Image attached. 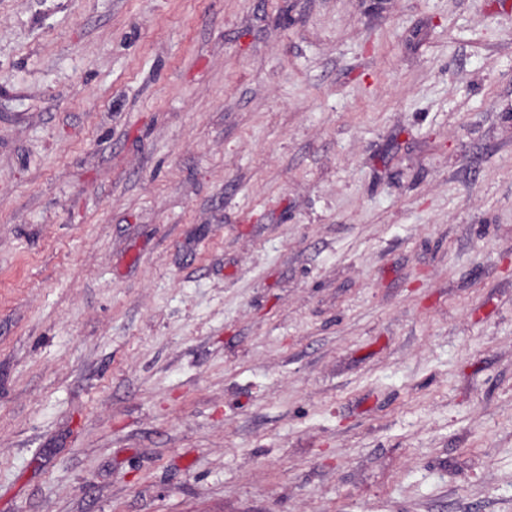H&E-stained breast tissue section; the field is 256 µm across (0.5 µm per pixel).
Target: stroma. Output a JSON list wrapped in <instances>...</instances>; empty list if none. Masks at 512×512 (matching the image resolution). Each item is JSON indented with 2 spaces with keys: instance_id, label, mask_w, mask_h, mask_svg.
Here are the masks:
<instances>
[{
  "instance_id": "35a3bbf8",
  "label": "stroma",
  "mask_w": 512,
  "mask_h": 512,
  "mask_svg": "<svg viewBox=\"0 0 512 512\" xmlns=\"http://www.w3.org/2000/svg\"><path fill=\"white\" fill-rule=\"evenodd\" d=\"M0 512H512V0H0Z\"/></svg>"
}]
</instances>
